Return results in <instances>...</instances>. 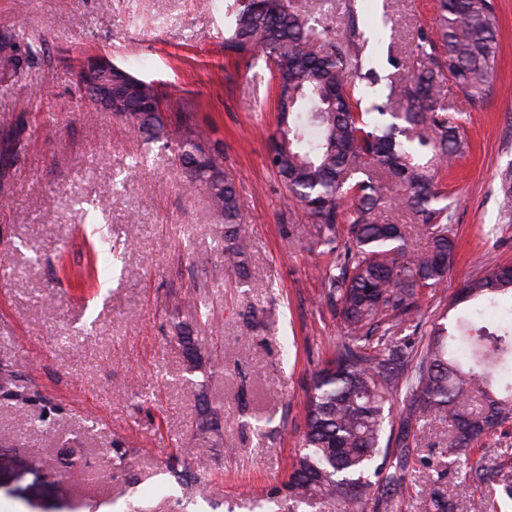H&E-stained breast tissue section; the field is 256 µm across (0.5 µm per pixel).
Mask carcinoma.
<instances>
[{"mask_svg": "<svg viewBox=\"0 0 512 512\" xmlns=\"http://www.w3.org/2000/svg\"><path fill=\"white\" fill-rule=\"evenodd\" d=\"M224 50L264 56L277 80V129L270 137V166L297 206L313 220L307 234L333 254L340 237L343 260L328 265L323 298L343 324L330 364L316 373L305 407L303 448L294 458L288 490L299 498L336 501L341 512H391L392 492L420 478L410 465L420 418L448 424V455L464 459L461 482L487 489L470 512H500L498 499H512L509 460H470L481 443L512 435V325L493 330L471 315L434 322L416 344L395 339V330L446 279L455 250L452 204L442 187L468 142L449 115L445 100L458 94L478 105L494 90L497 16L494 0H439L436 37L424 33L402 60L392 63L386 93L373 96L380 81L368 38L354 5L345 8L337 30L328 18L300 13L293 0H234ZM119 115L145 144L171 148L183 172L182 189L206 199L215 232L224 243L227 269L248 282L250 236L241 222L233 182L215 160L220 148L206 146L205 129L190 114L175 126L158 115L154 84L112 64ZM397 205L417 223L426 247L407 253L405 225L387 208ZM502 207L512 222V170L500 178ZM512 299V265H491L468 282L458 302ZM194 330L183 327L177 341L197 367L202 356ZM467 345L465 361L453 346ZM0 396L18 398L15 374L0 367ZM219 413L201 403L197 430L216 431ZM28 487L58 486L56 503L70 499L66 481L49 475L31 455L16 454ZM418 512H458L457 502L435 485Z\"/></svg>", "mask_w": 512, "mask_h": 512, "instance_id": "cac0c4a2", "label": "carcinoma"}]
</instances>
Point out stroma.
Segmentation results:
<instances>
[{
    "label": "stroma",
    "mask_w": 512,
    "mask_h": 512,
    "mask_svg": "<svg viewBox=\"0 0 512 512\" xmlns=\"http://www.w3.org/2000/svg\"><path fill=\"white\" fill-rule=\"evenodd\" d=\"M232 2L0 0V34L42 46L0 58V135L26 126L0 187V364L20 392L0 397V433L14 451L40 449L58 473L72 455L85 475L71 500L99 512H183L184 491L165 464L187 447L191 471L207 483L195 512H336L321 499L293 502L287 482L312 378L343 327L321 297L325 256L286 233L310 218L269 166L270 66L224 50ZM354 6L383 64L437 25L435 0ZM495 7L494 93L477 106L449 101L470 148L446 179L455 255L421 321L451 308L481 263L512 264L498 193L512 164V0ZM95 54L124 68L147 60L137 75L156 84L167 112L191 113L220 146L250 230V284L222 265L205 201L183 192L171 153L80 99L74 73ZM187 296L206 300L207 324ZM180 324L196 327L203 368L177 345ZM201 393L221 410L207 438L196 432ZM418 439L424 479L396 496L394 512H414L435 483L468 512L480 491L448 469L447 424L422 420ZM120 448L130 453L123 468Z\"/></svg>",
    "instance_id": "35a3bbf8"
}]
</instances>
